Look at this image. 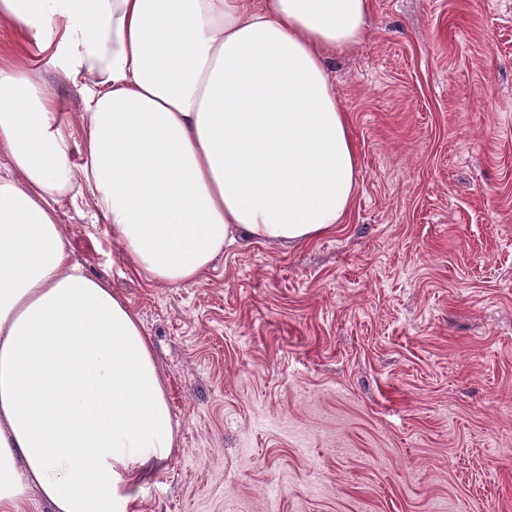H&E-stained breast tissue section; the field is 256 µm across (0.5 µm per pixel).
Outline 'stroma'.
Listing matches in <instances>:
<instances>
[{
  "label": "stroma",
  "mask_w": 512,
  "mask_h": 512,
  "mask_svg": "<svg viewBox=\"0 0 512 512\" xmlns=\"http://www.w3.org/2000/svg\"><path fill=\"white\" fill-rule=\"evenodd\" d=\"M0 21L74 134L94 80ZM359 154L342 224L134 273L86 188L73 261L140 317L176 434L137 512H512V0H371L329 62Z\"/></svg>",
  "instance_id": "35a3bbf8"
}]
</instances>
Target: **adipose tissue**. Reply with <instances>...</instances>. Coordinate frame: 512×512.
<instances>
[{
	"label": "adipose tissue",
	"instance_id": "obj_1",
	"mask_svg": "<svg viewBox=\"0 0 512 512\" xmlns=\"http://www.w3.org/2000/svg\"><path fill=\"white\" fill-rule=\"evenodd\" d=\"M370 0H0L91 76L82 140L27 68L0 66V506L130 512L174 440L137 314L73 264L55 205L84 179L148 281L199 280L227 243L302 242L349 211L358 154L326 60Z\"/></svg>",
	"mask_w": 512,
	"mask_h": 512
}]
</instances>
